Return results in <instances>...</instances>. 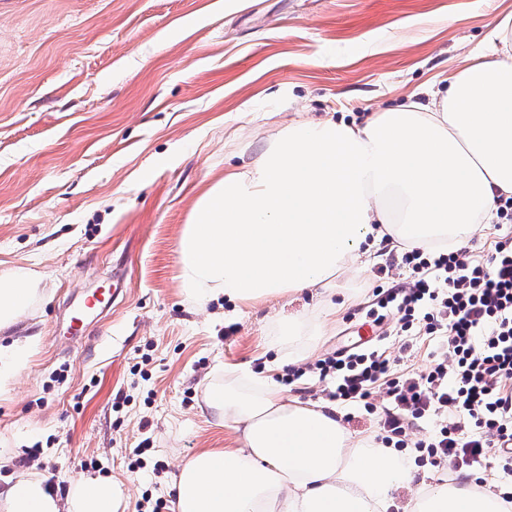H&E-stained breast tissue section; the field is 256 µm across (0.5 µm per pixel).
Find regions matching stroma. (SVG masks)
Wrapping results in <instances>:
<instances>
[{"label":"stroma","mask_w":512,"mask_h":512,"mask_svg":"<svg viewBox=\"0 0 512 512\" xmlns=\"http://www.w3.org/2000/svg\"><path fill=\"white\" fill-rule=\"evenodd\" d=\"M512 0H0V277L33 271L34 345L0 389V490L34 470L59 494L85 473L118 512L173 503L176 465L231 448L204 409L228 365L281 381L274 323L334 301L314 358L358 340L382 251L336 293L197 308L177 243L211 178L300 116L364 120L473 62ZM120 294L71 317L95 289ZM39 448L37 457L28 451Z\"/></svg>","instance_id":"1"}]
</instances>
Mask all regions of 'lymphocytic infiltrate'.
Instances as JSON below:
<instances>
[{"label": "lymphocytic infiltrate", "mask_w": 512, "mask_h": 512, "mask_svg": "<svg viewBox=\"0 0 512 512\" xmlns=\"http://www.w3.org/2000/svg\"><path fill=\"white\" fill-rule=\"evenodd\" d=\"M497 216L507 231L489 258L447 246L393 258L411 282L379 289L368 313L375 325L388 321L398 335L433 343L428 370L413 371L403 354L377 344L329 353L307 371L327 380L330 401L379 413L385 446L415 448L439 472L495 466L512 484V197ZM379 388L388 400L381 413L371 401ZM430 419L434 428L410 440V429Z\"/></svg>", "instance_id": "1"}]
</instances>
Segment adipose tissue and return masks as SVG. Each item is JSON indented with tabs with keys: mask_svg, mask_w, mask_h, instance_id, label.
Here are the masks:
<instances>
[{
	"mask_svg": "<svg viewBox=\"0 0 512 512\" xmlns=\"http://www.w3.org/2000/svg\"><path fill=\"white\" fill-rule=\"evenodd\" d=\"M494 58L432 84L426 102L374 113L365 123L299 118L246 169L203 189L178 240L179 281L197 307L227 298L259 303L308 288L331 290L365 269L383 239L409 249L462 248L512 196V24ZM39 282L15 269L0 278V329L12 328ZM334 304L277 328L272 343L311 352ZM212 416L231 425L234 448H200L177 465L174 512H391L393 492L415 488L405 512H506L492 490L430 486L394 448L357 438L325 401L286 396L266 378L228 370L204 388ZM120 485L82 475L67 495L37 472L12 476L0 512H116Z\"/></svg>",
	"mask_w": 512,
	"mask_h": 512,
	"instance_id": "obj_1",
	"label": "adipose tissue"
}]
</instances>
